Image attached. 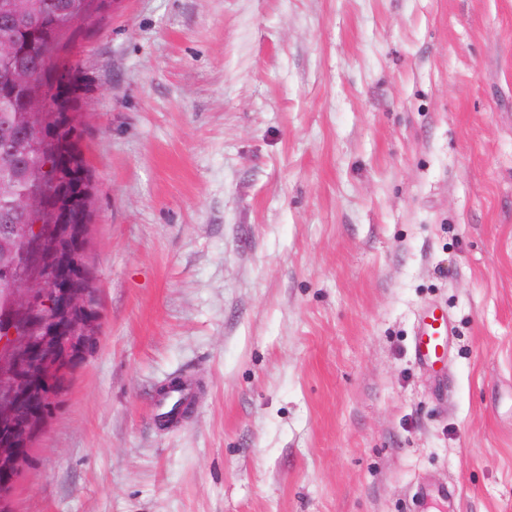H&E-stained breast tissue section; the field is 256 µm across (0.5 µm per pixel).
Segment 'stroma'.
I'll return each instance as SVG.
<instances>
[{"label":"stroma","mask_w":512,"mask_h":512,"mask_svg":"<svg viewBox=\"0 0 512 512\" xmlns=\"http://www.w3.org/2000/svg\"><path fill=\"white\" fill-rule=\"evenodd\" d=\"M62 45L98 342L6 512H512V0H112ZM414 336L416 358L423 361H440L448 339V325L443 313L430 311L419 321Z\"/></svg>","instance_id":"obj_1"}]
</instances>
